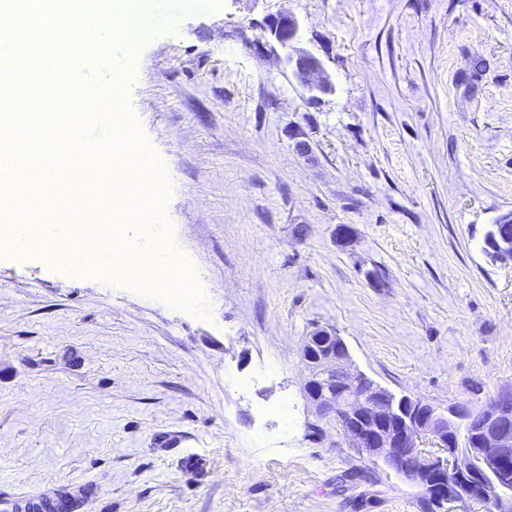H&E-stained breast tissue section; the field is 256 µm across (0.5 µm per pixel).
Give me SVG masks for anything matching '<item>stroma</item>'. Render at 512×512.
<instances>
[{"label":"stroma","instance_id":"stroma-1","mask_svg":"<svg viewBox=\"0 0 512 512\" xmlns=\"http://www.w3.org/2000/svg\"><path fill=\"white\" fill-rule=\"evenodd\" d=\"M282 14L333 93L283 65ZM126 69L203 306L0 246V512H421L315 414L301 349L335 331L442 410L512 386V264L482 250L512 213V0H221ZM71 204L133 240L111 195Z\"/></svg>","mask_w":512,"mask_h":512}]
</instances>
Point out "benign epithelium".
Returning a JSON list of instances; mask_svg holds the SVG:
<instances>
[{
  "instance_id": "benign-epithelium-1",
  "label": "benign epithelium",
  "mask_w": 512,
  "mask_h": 512,
  "mask_svg": "<svg viewBox=\"0 0 512 512\" xmlns=\"http://www.w3.org/2000/svg\"><path fill=\"white\" fill-rule=\"evenodd\" d=\"M271 34L285 49L284 62L311 92L326 94L332 83L320 60L295 45L298 22L290 15L272 20ZM487 253L500 262H512V239L503 228L485 233ZM335 346L319 355L303 349L307 378L303 391L316 412L332 414L350 445L372 463H383L417 489L431 512H456V507L478 503L495 512H512V387L499 393V403L484 413L477 448L462 444L470 428V411L452 407L442 412L408 395H398L361 372L351 371L348 348L333 333Z\"/></svg>"
}]
</instances>
